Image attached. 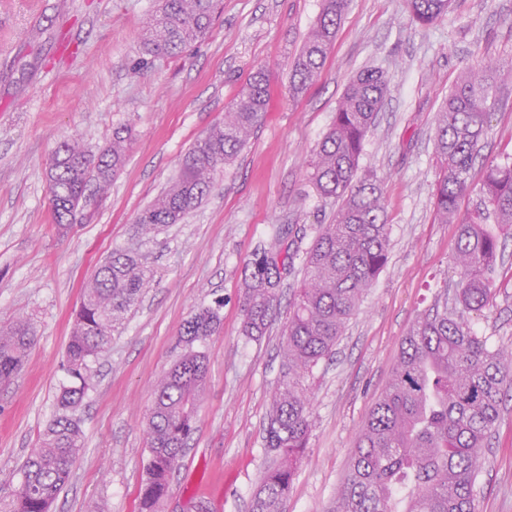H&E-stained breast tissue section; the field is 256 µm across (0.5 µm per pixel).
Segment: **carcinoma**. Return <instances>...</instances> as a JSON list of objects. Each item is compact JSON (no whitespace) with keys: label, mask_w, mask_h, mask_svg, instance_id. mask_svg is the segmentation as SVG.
Masks as SVG:
<instances>
[{"label":"carcinoma","mask_w":512,"mask_h":512,"mask_svg":"<svg viewBox=\"0 0 512 512\" xmlns=\"http://www.w3.org/2000/svg\"><path fill=\"white\" fill-rule=\"evenodd\" d=\"M349 0H320L316 23L291 64L290 91L301 94L322 72L335 45ZM418 23L432 24L448 0H409ZM218 0H159L143 29L151 57H175L203 39ZM512 81V61L470 69L457 78L438 113L433 145L438 168L434 198L441 223L459 224L455 261L461 277L454 294L464 312L492 303L491 277L499 257V231L512 228V156L488 163L480 187L484 207L458 220V203L471 187L472 170L501 86ZM387 81L378 68L360 72L346 87L332 125L310 157L308 180L317 195L336 201V212L301 253L278 232L257 254L243 303V332L263 336L272 320L282 277L302 279L280 346L281 376L265 429L267 467L249 512H284L288 490L312 428L310 378L328 357L388 260L381 180L361 166L366 138L381 111ZM269 107V74L258 69L239 88L224 115L183 154L176 178L139 215L152 231L175 224L208 196L215 173L237 157ZM131 129L113 131L97 155L61 141L49 164L52 223L68 226L123 168ZM493 224H487L488 220ZM151 270L138 255L118 251L83 286L67 349L69 384L59 412L39 447L19 471L8 512H49L82 448L76 408L90 387V363L111 341L112 326L141 298ZM220 322L205 308L183 324L185 352L154 388L147 417L149 459L138 512H162L187 441L195 430L207 363L203 345ZM34 343L28 320L0 328V385L21 369ZM512 385V349L491 348L448 305L434 307L411 326L391 378L369 411L333 512H475L481 453Z\"/></svg>","instance_id":"1"}]
</instances>
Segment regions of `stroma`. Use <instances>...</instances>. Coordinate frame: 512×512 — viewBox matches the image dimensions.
<instances>
[{"label":"stroma","mask_w":512,"mask_h":512,"mask_svg":"<svg viewBox=\"0 0 512 512\" xmlns=\"http://www.w3.org/2000/svg\"><path fill=\"white\" fill-rule=\"evenodd\" d=\"M154 0H0V327L24 317L36 341L0 388V512L17 472L58 412L66 347L82 287L116 250L153 271L141 300L112 330L77 410L83 447L51 512H137L149 457L146 420L155 382L183 353L181 325L214 308L208 374L196 429L163 512L204 499L212 512H249L266 467L265 426L280 377L279 344L301 279L289 275L265 336L242 333L251 263L273 228L307 248L336 210L318 198L307 162L350 81L381 68L384 107L364 165L382 180L391 230L385 270L311 381L312 431L286 512H331L366 415L387 385L400 345L440 285H456L458 227L435 218L433 136L443 98L469 67L512 59V0H452L416 23L407 0H350L321 77L289 92L290 63L319 0H222L210 33L174 58L146 57L143 23ZM270 74V108L206 200L182 221L142 233L136 219L175 178L184 152L213 125L257 68ZM133 130L124 168L87 221L52 224L47 170L65 139L99 153L120 126ZM512 154V84L501 88L484 135L485 160ZM493 305L467 313L488 345L512 347V234L500 238ZM477 512H512V391L505 396L476 486Z\"/></svg>","instance_id":"stroma-1"}]
</instances>
